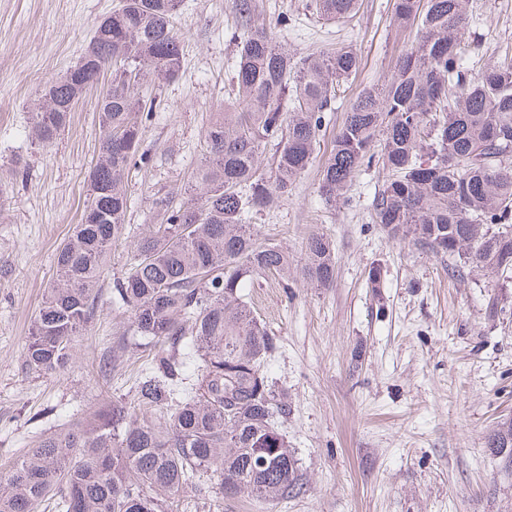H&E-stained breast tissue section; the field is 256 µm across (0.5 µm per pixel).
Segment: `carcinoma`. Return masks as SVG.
Wrapping results in <instances>:
<instances>
[{
  "label": "carcinoma",
  "instance_id": "obj_1",
  "mask_svg": "<svg viewBox=\"0 0 512 512\" xmlns=\"http://www.w3.org/2000/svg\"><path fill=\"white\" fill-rule=\"evenodd\" d=\"M180 3L121 0L89 52L38 92L30 130L48 147L85 85L112 66V93L96 104L102 140L85 205L100 217L81 220L56 252V279L23 348L34 372L65 370L74 336L96 316L107 257L126 231L125 173L138 152L139 115L154 104L143 89L174 78L182 65L173 26ZM358 7V0L309 4L332 22ZM232 9L236 106L215 113L189 197L177 208L160 202L163 223L134 244L130 269L112 289L131 337L154 348L134 400H114L14 459L0 482V512H173L184 490L200 493L206 484L217 501L247 494L274 502L302 488L297 459L275 426L285 404L263 370L276 342L242 288L272 271L327 287L333 245L311 235L298 266L286 248L260 242L246 219L287 197L316 158L322 113L359 57L345 45L298 57L260 20L254 0H232ZM394 19L414 31L411 47L351 101L320 195L336 206L355 173L379 160L392 178L375 197L373 221L389 238L458 261L460 275L470 267L512 279V55L474 69L467 0H395ZM278 137L268 179L261 157ZM141 410L162 417L147 422ZM506 437L512 442L511 419L488 445L501 450Z\"/></svg>",
  "mask_w": 512,
  "mask_h": 512
}]
</instances>
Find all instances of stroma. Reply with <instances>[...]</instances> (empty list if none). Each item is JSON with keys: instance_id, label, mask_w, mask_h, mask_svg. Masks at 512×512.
<instances>
[{"instance_id": "obj_1", "label": "stroma", "mask_w": 512, "mask_h": 512, "mask_svg": "<svg viewBox=\"0 0 512 512\" xmlns=\"http://www.w3.org/2000/svg\"><path fill=\"white\" fill-rule=\"evenodd\" d=\"M267 25L305 56L351 45L361 66L325 113L321 150L276 207L252 214L261 238L304 257L309 235L335 246V282L281 286L269 274L247 283L254 317L276 339L264 364L288 394L277 429L294 451L301 493L274 503L247 496L217 512H512V466L487 438L512 419V281L483 271L453 275L447 258L398 243L372 221L388 173L374 165L350 183L346 203L325 205L321 167L352 99L394 69L413 31L393 23L394 0H360L351 17L327 23L309 0H255ZM119 0H0V479L11 462L61 420L106 399H132L142 349L112 355L128 328L112 304L134 242L160 223L156 199L182 204L204 153L213 113L231 106L237 43L230 0H182L176 21L182 67L149 87L135 164L126 173V234L112 247L95 319L74 341L63 372L38 374L22 359L54 258L87 200L99 149L98 91L83 94L51 147L29 134L35 92L74 66ZM470 36L483 63L512 49V0H468ZM380 268L379 287L368 272ZM498 298L489 313V298Z\"/></svg>"}]
</instances>
